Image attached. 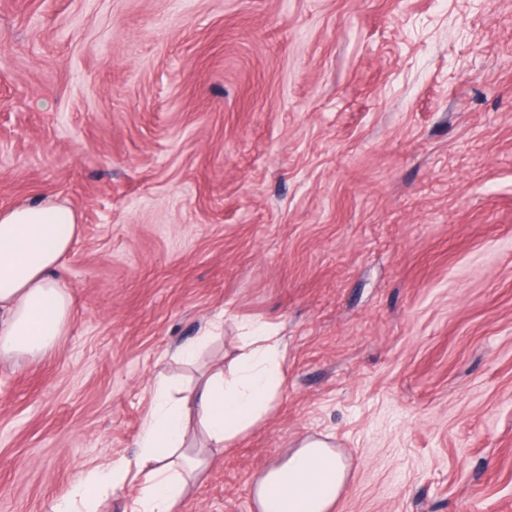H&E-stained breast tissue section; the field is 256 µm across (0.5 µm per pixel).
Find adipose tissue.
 <instances>
[{"label": "adipose tissue", "instance_id": "obj_1", "mask_svg": "<svg viewBox=\"0 0 512 512\" xmlns=\"http://www.w3.org/2000/svg\"><path fill=\"white\" fill-rule=\"evenodd\" d=\"M76 233L74 211L52 198L0 212V358L43 355L63 336L71 294L58 269ZM282 360V340L253 324L231 364L213 361L182 396L157 379L135 458L88 470L52 512H96L103 492L129 480L137 484L130 512H177L212 467L214 449L230 447L272 410ZM348 478L339 451L307 438L258 470L251 490L257 512H333Z\"/></svg>", "mask_w": 512, "mask_h": 512}]
</instances>
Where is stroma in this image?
I'll use <instances>...</instances> for the list:
<instances>
[{"label":"stroma","mask_w":512,"mask_h":512,"mask_svg":"<svg viewBox=\"0 0 512 512\" xmlns=\"http://www.w3.org/2000/svg\"><path fill=\"white\" fill-rule=\"evenodd\" d=\"M45 196L72 316L0 360V512L132 456L249 321L281 395L182 512H256L308 437L335 512H512V0H0V210Z\"/></svg>","instance_id":"stroma-1"}]
</instances>
